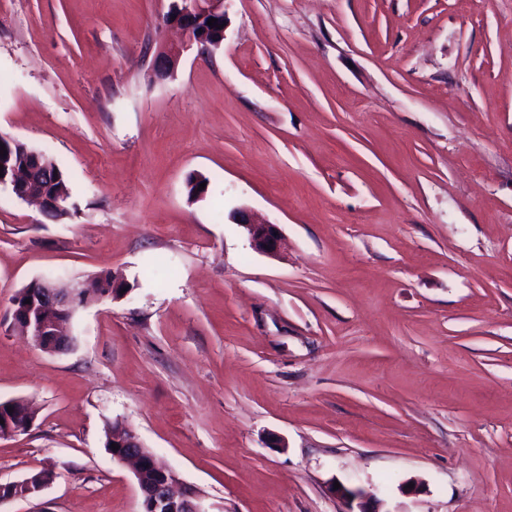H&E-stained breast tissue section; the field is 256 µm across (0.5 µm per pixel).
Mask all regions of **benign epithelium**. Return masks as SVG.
Here are the masks:
<instances>
[{
    "label": "benign epithelium",
    "mask_w": 512,
    "mask_h": 512,
    "mask_svg": "<svg viewBox=\"0 0 512 512\" xmlns=\"http://www.w3.org/2000/svg\"><path fill=\"white\" fill-rule=\"evenodd\" d=\"M223 0H173L165 19L168 24L183 30L189 42L198 46L199 52L208 53L211 44L207 33L198 30L206 16L222 12ZM183 47L170 45L158 49L153 57L152 70L156 77H171L178 64ZM35 170L16 169L9 177L0 176V185H8L17 198L37 202L49 217L57 216L66 209L64 199L55 194L34 188ZM238 223L246 228L253 249L259 253L276 256L280 252L281 239L276 235L274 224L257 222L246 211L240 212ZM121 280L114 276L99 275L94 281L72 282L60 287L53 281L36 280L29 294L30 303L14 311V321L19 332L30 337L39 348L49 352H63L73 344L70 322L75 312L93 302L117 298ZM0 439H8L28 432L35 421V413L24 399H12L0 403ZM108 443H116L119 449L112 451V459L133 464L135 478L141 492L140 512H204L199 492L191 486L178 487L177 474L158 465L153 454L139 438L129 430L112 433ZM13 493L3 495L0 484V504L19 497L33 496L49 486L38 482L31 473L18 482L10 483ZM337 493L356 503L355 512H380L381 502L359 490L340 487Z\"/></svg>",
    "instance_id": "benign-epithelium-1"
}]
</instances>
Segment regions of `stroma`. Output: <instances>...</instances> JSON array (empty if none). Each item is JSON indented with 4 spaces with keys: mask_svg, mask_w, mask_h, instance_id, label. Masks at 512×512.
I'll return each instance as SVG.
<instances>
[{
    "mask_svg": "<svg viewBox=\"0 0 512 512\" xmlns=\"http://www.w3.org/2000/svg\"><path fill=\"white\" fill-rule=\"evenodd\" d=\"M171 4L0 0V134L73 205L0 187V401L36 409L0 483L56 475L0 512H139L115 420L207 512H512V0H224L160 80ZM109 271L70 350L15 331L32 280ZM183 50V47L175 45L158 49L154 54L152 62V70L155 76L160 79L171 77ZM2 146H5L7 154L5 156L0 155L1 165L4 166L6 163L11 165L31 153L33 156L38 157L42 164L51 168L53 183L50 189L63 197L49 194L45 190H36L33 186L36 169L27 167L22 168V170L15 169L10 178L2 174L0 176V185H9L16 197L22 201L38 202L43 212L49 217H56L61 211L65 210L66 202L69 205L70 199L68 181L64 172L54 160L18 139L7 140L0 136V150H3ZM237 224H244L255 251L269 256L278 255L281 239L276 225L256 222L247 211L240 212ZM275 232H278V235H275ZM347 498L350 503L356 502L357 510H350L348 512H385L380 511L379 505L381 502L371 498L370 495H366L359 490L346 489L344 486H340L335 492Z\"/></svg>",
    "mask_w": 512,
    "mask_h": 512,
    "instance_id": "35a3bbf8",
    "label": "stroma"
}]
</instances>
